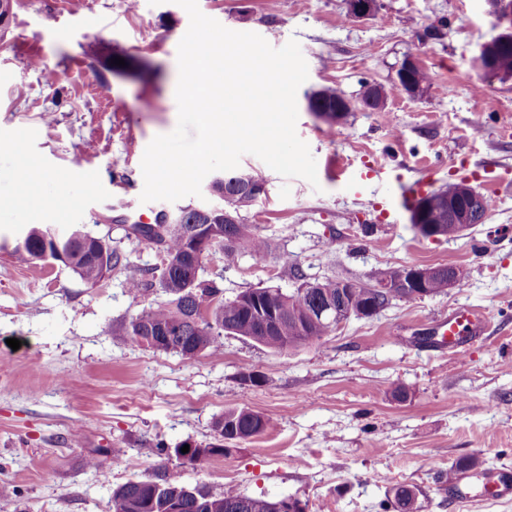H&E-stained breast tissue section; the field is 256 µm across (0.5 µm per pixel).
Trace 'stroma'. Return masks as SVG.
<instances>
[{
	"label": "stroma",
	"mask_w": 512,
	"mask_h": 512,
	"mask_svg": "<svg viewBox=\"0 0 512 512\" xmlns=\"http://www.w3.org/2000/svg\"><path fill=\"white\" fill-rule=\"evenodd\" d=\"M198 5L272 47L299 43L309 77L297 91L296 131L318 176L314 185L287 179L243 156L266 192L242 216L274 248L232 265L212 252L204 277L222 276L228 298L328 277L369 282L406 265H454L468 277L283 351L231 335L220 354L191 359L128 343L115 328L166 298L159 287L128 291V278L162 257L125 228L132 213L162 207L140 200L141 161L177 125V49L189 16L174 0H12L0 30V512H110L113 488L160 465L150 447L214 442L213 422L228 407L274 425L207 471L184 469L187 484L294 497L307 512H384L394 489L409 485L420 512H512V500L452 504L437 480L460 461L512 472V193L498 189L512 180V80L482 76L476 64L480 44L502 32L488 0H380L366 20L351 18L346 0ZM32 50L58 72L55 85L28 59ZM409 55L430 77L426 92L364 108V87L390 85ZM327 88L352 103L343 124L307 108V94ZM145 97L153 108L138 111ZM340 164L382 165L387 175L358 194L337 176ZM51 171L70 178L37 180ZM476 173L494 206L456 238L419 235L394 198L407 180L430 192ZM74 225L124 253L127 267L91 287L60 262L15 251L28 227ZM465 308L490 327L457 357L430 335ZM248 371L264 376L262 386L241 384ZM93 455L95 471L86 466Z\"/></svg>",
	"instance_id": "1"
}]
</instances>
